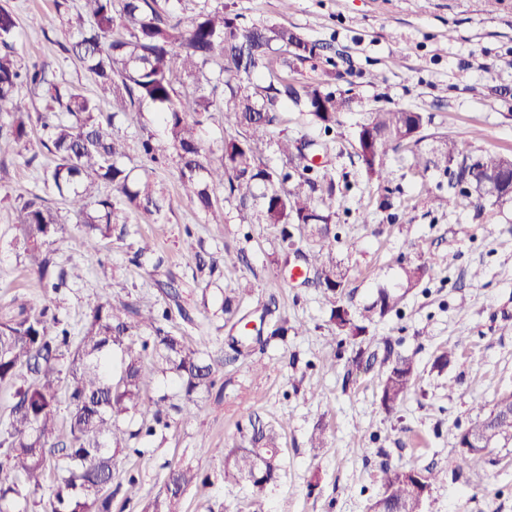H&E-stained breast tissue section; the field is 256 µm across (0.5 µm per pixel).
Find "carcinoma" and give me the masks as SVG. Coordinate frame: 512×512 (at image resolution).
<instances>
[{
	"label": "carcinoma",
	"mask_w": 512,
	"mask_h": 512,
	"mask_svg": "<svg viewBox=\"0 0 512 512\" xmlns=\"http://www.w3.org/2000/svg\"><path fill=\"white\" fill-rule=\"evenodd\" d=\"M83 9L75 21L76 38L61 48L94 76L95 95L56 79L44 63L20 62L15 51L18 20L0 7V118H9L8 125L0 124V157L23 156L32 146V130L40 129V145L54 158L44 184L84 228L88 254L107 240L126 243L133 213L159 215L170 204L162 184L149 174L132 176L121 163L126 145L114 132L122 118L148 104L159 114L163 135H142L141 153L154 162L175 159L180 188L207 223H227L225 205L231 204L241 212L252 211L264 224L281 226L285 243L291 238L288 225L307 230L317 248L304 254L303 274L314 271L331 305L337 335H362L365 323L398 310L405 294L429 276L425 265L408 266L401 291L378 290L374 302L358 313L336 305L346 284L331 243L336 183L305 175L314 166L305 163L304 149L317 140L303 135L271 141L280 113L290 107L326 136L352 110L354 99L324 83L299 85L283 74L284 68L320 58L318 43L285 26L247 25L240 15L226 11L224 0H83ZM22 86L42 100V108L22 109L17 97ZM215 112L224 114L217 157L201 138ZM429 122L423 113L404 108L375 107L364 113L355 133V155L367 181L388 190L390 161L408 148L419 171L451 165L459 177L478 183L500 177L504 166L512 164V156L499 153L468 156L446 136L439 137L437 151L421 149ZM270 143L288 166L275 169L264 161L259 146ZM101 183L112 186L117 196L100 194ZM220 188L221 199L215 196ZM446 203L479 215L495 205L489 198H462L454 191L448 192ZM18 207L21 235L15 246L42 287L57 293L73 279L50 250L63 231L60 215L49 199L34 192L19 195ZM194 258L195 280L212 277L221 263L234 267L246 261L244 250L228 248L220 257L198 250ZM161 293L165 306L156 310L97 294L77 334L49 306L4 309L0 386L14 389V402L0 422V512H29L37 506L51 512H112L115 456L142 455L143 442L164 435L175 425L174 414L191 412L195 397L214 389L219 368L249 357L257 344L266 346L288 334L284 320L263 336L264 322L272 314L266 305L258 316L259 328L248 330L251 319L240 314V300L226 296L220 312L237 335L229 340L233 354L216 359L202 341L165 329L163 323L176 320L193 326L195 316L182 304V290L174 280L164 283ZM383 346L387 369L380 401L390 412L415 387L419 373L414 355L395 352L388 339ZM168 375L177 391L143 397L149 379ZM510 405L512 393L502 395L470 430L512 439ZM249 425L209 452L223 459L224 483L247 488L248 512H263L262 500L280 480L284 460L275 430L254 413ZM382 474L383 492L367 512H427L429 495L423 490L445 478L441 469H428L422 478L418 470L387 464ZM204 484L200 470L170 466L144 512H179L185 492Z\"/></svg>",
	"instance_id": "carcinoma-1"
}]
</instances>
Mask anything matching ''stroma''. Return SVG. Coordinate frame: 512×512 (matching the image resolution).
Listing matches in <instances>:
<instances>
[{"label": "stroma", "mask_w": 512, "mask_h": 512, "mask_svg": "<svg viewBox=\"0 0 512 512\" xmlns=\"http://www.w3.org/2000/svg\"><path fill=\"white\" fill-rule=\"evenodd\" d=\"M20 27L16 48L23 62L48 64L57 78L94 93L95 81L60 49L73 30L69 15H57L54 0H0ZM245 23L285 25L327 45L326 61L297 65L298 83L326 80L337 71L335 89L350 91L355 111L346 113L333 134L324 175L343 188L336 202V256L347 286L337 301L358 311L381 288L398 287L406 264H424L432 276L404 298L399 312L368 324L357 342L332 341L330 307L315 282L291 279L278 260L279 227L247 224L235 207L227 221L207 223L196 204L182 196L175 162L152 165L139 150L142 130L161 133L152 106H143L121 125L128 145L127 167L152 169L170 199L162 216L132 215L134 230L148 239L160 266L133 263L132 250L114 241L87 256L84 235L61 199H53L66 227L51 249L62 266L79 264L81 279L60 293L47 292L6 243L19 233L16 198L33 191L51 196L42 181L52 157L39 150L33 163L21 157L0 160V311L15 302L34 308L56 306L80 329L89 298L107 290L110 298L141 307L163 302L161 282L181 283L183 304L202 326L209 350L226 349L229 330L216 318L226 292L245 289V309L275 303V317L292 325L285 340L255 349L249 361L218 375L223 396L201 394L190 414L165 439L144 444L141 456L118 459L115 479L126 471L139 479L141 500L154 497L166 465L189 463L208 474L207 487L187 492L180 512H243L245 492L226 486L223 462L213 451L246 426L249 414L280 432L285 469L265 512H366L382 492V464L419 470L443 469L447 477L430 498V512H512V443L494 448L468 467H459L457 438L479 410L512 391V202L484 214L438 206L419 192L421 181L447 196L446 177L422 178L411 157L392 162L397 189L392 211L382 193L368 184L351 143L361 110L403 107L430 116L426 132L448 135L471 154L512 155V0L496 12L484 0H224ZM53 24L34 27L32 17ZM212 253L244 250L247 264L219 268L207 293L195 292V261L186 240ZM120 267L122 275L102 287L99 264ZM480 278H473V271ZM389 337L395 349L415 355L420 378L393 410L379 401L384 353L375 339ZM453 350L454 360L437 368L436 357ZM365 358L352 369L355 353ZM261 363L264 373L251 370ZM325 426L327 444L312 456L309 438Z\"/></svg>", "instance_id": "obj_1"}]
</instances>
